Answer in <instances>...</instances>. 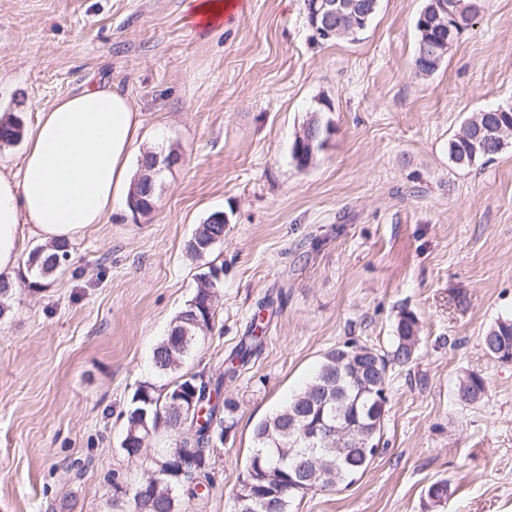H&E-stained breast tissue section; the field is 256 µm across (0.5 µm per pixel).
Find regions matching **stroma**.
Instances as JSON below:
<instances>
[{
  "instance_id": "1",
  "label": "stroma",
  "mask_w": 512,
  "mask_h": 512,
  "mask_svg": "<svg viewBox=\"0 0 512 512\" xmlns=\"http://www.w3.org/2000/svg\"><path fill=\"white\" fill-rule=\"evenodd\" d=\"M425 0H380L357 40H313L304 0H246L232 22L190 25L191 0H0V113L42 110L106 80L128 95L148 145L174 161L150 212H113L41 278L11 282L0 315V512H116L112 479L144 475L119 443L128 400L164 384L155 347L207 265L224 268L211 330L185 372L214 377L263 298V350L225 382L237 424L189 512H232L255 424L284 405L331 347L389 349L399 316L416 359L392 366L378 451L354 484L316 488L293 512H512V363L481 338L512 317V136L461 168L448 141L512 105V0H486L436 72L417 76ZM329 139L291 158L318 99ZM229 218L206 259L187 243ZM488 374V397L456 386ZM450 495L433 505L434 481ZM212 215L213 213L207 218L204 224L197 225L192 237L188 241L187 251L192 257L202 259L206 255H209L217 244L216 243L210 248L204 250L200 246L201 239H224V224H228L227 218L224 215V212H219L211 218V221H213L212 224H206ZM490 384L480 371L466 373L459 381L458 395L467 404H475L488 397Z\"/></svg>"
}]
</instances>
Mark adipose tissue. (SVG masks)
Instances as JSON below:
<instances>
[{"mask_svg": "<svg viewBox=\"0 0 512 512\" xmlns=\"http://www.w3.org/2000/svg\"><path fill=\"white\" fill-rule=\"evenodd\" d=\"M142 127L140 110L103 80L41 113L18 172H0V276L19 266L24 236L66 246L126 204Z\"/></svg>", "mask_w": 512, "mask_h": 512, "instance_id": "obj_1", "label": "adipose tissue"}]
</instances>
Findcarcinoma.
<instances>
[{"instance_id": "1", "label": "carcinoma", "mask_w": 512, "mask_h": 512, "mask_svg": "<svg viewBox=\"0 0 512 512\" xmlns=\"http://www.w3.org/2000/svg\"><path fill=\"white\" fill-rule=\"evenodd\" d=\"M471 0H456L451 9L458 10L459 24L456 32L467 28L476 13L471 11ZM417 46L412 67L424 75L433 74L422 57L423 43H435L436 30L415 23ZM512 125V109L509 106L486 109L466 122L448 141L449 158L459 167H469L479 160H490L495 156L493 146L486 141L485 129L505 124ZM22 137V124L15 117L8 123H0V143L8 146ZM224 238V225L199 224L188 241L187 251L197 259L212 252L203 249L200 240ZM44 249L36 248L29 256L30 266L38 274L47 277L62 264L68 256L63 249L47 257H42ZM216 265L208 266L198 276V285L191 299L175 316L167 336L153 352V366L161 376L170 381L158 386L153 382L140 383L132 394L125 412L126 425L120 448L127 456L139 450V438L144 431L131 435L132 413L138 409L148 412L147 424L154 436L167 439V445L154 453L157 462H146L157 481L150 485V494L143 498L139 488L146 483L140 479L123 490V494H112V506L121 512H187L195 501H204L212 486L209 471V455L214 444L224 442V433L235 425L236 406L231 401H221V387L224 380L234 379L240 370L247 366L263 347L262 312L271 305L263 301L251 320L247 335L242 337L229 356L224 359V372L216 383H211L197 374L181 372V368L195 347L199 336L212 327L215 308L211 305L212 296L221 288L222 281L212 276ZM397 335L392 337L391 349L380 352L370 348L382 366L409 364L418 349L404 343L405 337L419 333L418 319L411 312H404L396 326ZM498 342L512 349V318L494 322L482 336L484 350ZM373 383L365 385L357 378L345 377L336 381V349L325 352L314 375L280 409L262 418L253 432L254 446L248 465L239 480L233 497V512H291L299 492L289 490L295 478L297 452L305 447L299 440L300 431L320 428L336 422L341 414L351 424L358 423L372 431L366 457L358 463L349 464L336 447L323 444L320 456L336 462V483H352L363 475L371 459L377 452L382 426L364 418L365 408L372 405ZM331 388L339 395V400L326 406L314 403L320 391ZM488 378L479 371L466 373L459 381L458 395L467 404H475L488 397Z\"/></svg>"}]
</instances>
